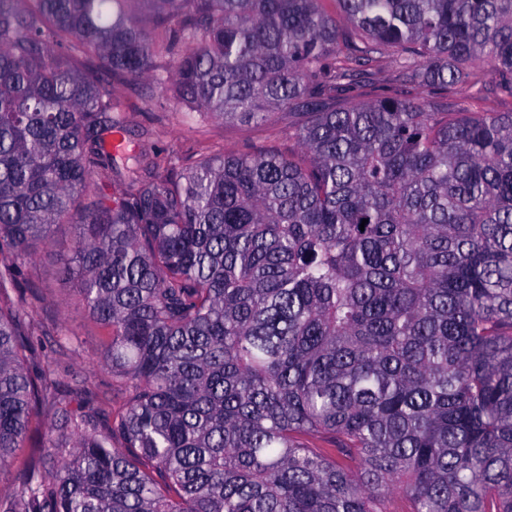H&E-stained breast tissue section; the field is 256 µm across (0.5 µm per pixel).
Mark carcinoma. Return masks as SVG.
Instances as JSON below:
<instances>
[{
  "instance_id": "cac0c4a2",
  "label": "carcinoma",
  "mask_w": 512,
  "mask_h": 512,
  "mask_svg": "<svg viewBox=\"0 0 512 512\" xmlns=\"http://www.w3.org/2000/svg\"><path fill=\"white\" fill-rule=\"evenodd\" d=\"M331 2L0 0V254L79 210L64 274L129 392L30 374L1 268L0 474L46 444L0 512H512V112L418 90L512 95V0ZM381 57L400 88L358 100ZM147 78L297 149L144 174L112 84ZM424 95L436 102L448 101V110H465L466 112H511L512 97L500 94L496 88V78L485 69L482 74L481 89L471 88L467 84L456 85L448 90V100L445 95L432 89L425 88Z\"/></svg>"
}]
</instances>
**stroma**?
Segmentation results:
<instances>
[{"label": "stroma", "instance_id": "1", "mask_svg": "<svg viewBox=\"0 0 512 512\" xmlns=\"http://www.w3.org/2000/svg\"><path fill=\"white\" fill-rule=\"evenodd\" d=\"M424 94L436 102L447 101L449 109L454 111H512V97L498 92L496 78L488 71L482 74L480 88L459 84L445 95L431 88L425 89ZM114 96L126 114L128 146L149 159L222 149L238 151L272 146L288 150L295 146L284 134L289 117L282 113L276 115L272 124L261 128L221 123L196 114L190 116L183 108L169 105L166 91L150 79L128 86L116 85ZM74 234V225H58L52 248L38 251L18 263L20 284L26 290L27 307L33 314L31 366L51 368L50 385L54 390H65L72 377L88 372L98 389L106 391L113 383L111 369L102 363L108 331L90 319L74 282L62 273ZM64 329L73 330L81 337L82 347L78 352L56 345L54 338Z\"/></svg>", "mask_w": 512, "mask_h": 512}]
</instances>
